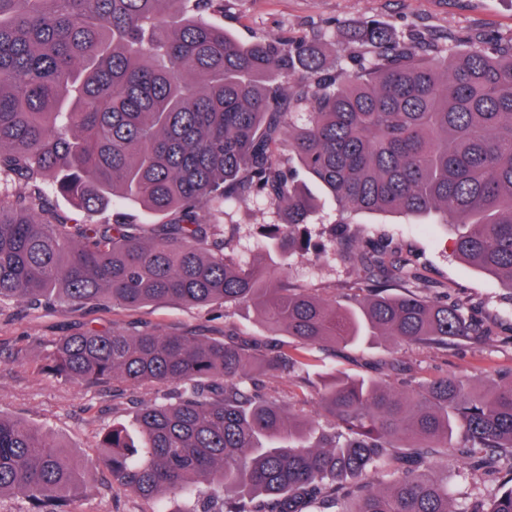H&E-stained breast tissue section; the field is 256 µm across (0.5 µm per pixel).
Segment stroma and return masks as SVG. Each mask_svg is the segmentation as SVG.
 Segmentation results:
<instances>
[{"mask_svg":"<svg viewBox=\"0 0 512 512\" xmlns=\"http://www.w3.org/2000/svg\"><path fill=\"white\" fill-rule=\"evenodd\" d=\"M368 19L380 20L390 33L406 39L440 36L457 42L477 34L512 38V0H224L223 12L212 17L244 43L291 38L316 48L347 44L349 31ZM309 191L319 201L308 229L313 240L325 245L320 259L287 260L271 251L261 227L280 222L281 215L264 201L228 205L221 222L232 232L233 247L243 263L262 258L286 264L296 287L313 289L328 299L348 292L367 274L356 262L336 254L329 237L336 220L335 202L317 185H310ZM352 231L359 237L389 241L424 270L426 282L413 286L414 294L465 304L469 315L492 327V335L438 347L397 348L385 342L360 348L328 346L310 353L304 372L265 378L269 395L284 401L300 399L303 414L319 421L323 418L318 406L320 379L331 373L375 378L398 391L424 376L512 375V290L457 259L447 225L412 224L399 214L360 215ZM79 323L107 330L132 323L162 331L200 329L214 337L223 336L230 325L245 336L269 337L247 310L227 318L174 303L77 311L31 310L20 303L0 308V413L41 428L63 445L68 462L75 466L101 455L100 439L109 427L131 421L142 404L167 394L163 387L116 390L108 383L80 387L40 374L42 340ZM154 507L152 501L105 488L93 496L77 497L74 503L76 512H153Z\"/></svg>","mask_w":512,"mask_h":512,"instance_id":"1","label":"stroma"}]
</instances>
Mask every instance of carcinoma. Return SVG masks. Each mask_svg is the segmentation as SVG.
<instances>
[{"label":"carcinoma","mask_w":512,"mask_h":512,"mask_svg":"<svg viewBox=\"0 0 512 512\" xmlns=\"http://www.w3.org/2000/svg\"><path fill=\"white\" fill-rule=\"evenodd\" d=\"M222 3L0 0V305L252 308L308 348L487 335L460 304L388 289L419 269L385 240H353L349 224L360 213L448 224L457 257L512 289V40L446 50L371 19L352 42L373 51L339 59L354 67L342 82L303 39L237 41L205 18ZM304 176L336 201V245L379 272L331 303L273 265L242 264L218 220L261 198L283 213L270 241L318 255L300 237L313 209ZM118 194L163 221L112 212ZM305 365L236 333L70 330L46 345L45 375L174 391L108 429L105 455L84 468L0 414V496L73 512L102 469L183 512H512V380L442 375L398 394L334 377L320 404L335 426L320 431L259 389ZM455 455L506 475L488 509L477 487L469 502L449 498L435 465Z\"/></svg>","instance_id":"carcinoma-1"}]
</instances>
